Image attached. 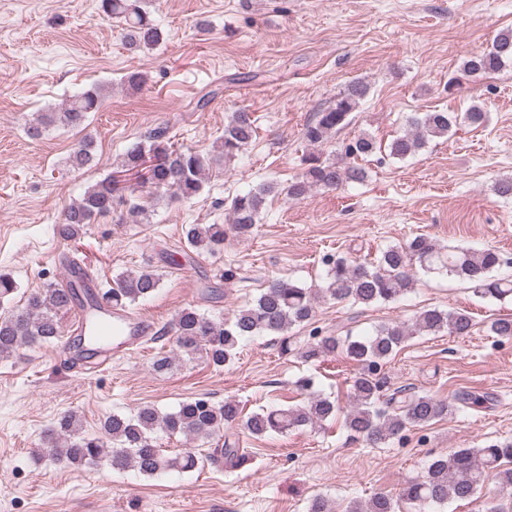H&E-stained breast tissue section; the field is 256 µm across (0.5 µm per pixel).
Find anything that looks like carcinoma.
Listing matches in <instances>:
<instances>
[{"instance_id":"1","label":"carcinoma","mask_w":512,"mask_h":512,"mask_svg":"<svg viewBox=\"0 0 512 512\" xmlns=\"http://www.w3.org/2000/svg\"><path fill=\"white\" fill-rule=\"evenodd\" d=\"M100 11L109 18H119L126 25V46L132 51L151 49L160 44L159 27L138 5V0H100ZM512 66V29L500 31L492 47L465 58L461 65L464 77L478 78ZM363 81H353L338 94L334 103L317 113L307 124L304 137L313 146L328 141L349 124L348 118L369 94ZM103 88L92 85L65 100L48 112L33 114L27 123L28 135L36 139L51 126L79 127L87 115L99 110ZM457 121L450 112H418L407 117L408 129L391 140L388 155L405 160L417 156L428 139L448 135ZM255 128L245 111L233 113L224 126V135L206 151L174 149L166 142V129L155 128L144 139L133 143L124 153L120 169L137 176L140 184L149 186L155 201L165 197L191 199L203 189L205 178L213 165L229 164L251 144ZM377 149L375 139L363 135L348 145L340 158H322L311 153L306 168L297 180L288 185L268 182L233 197L229 205V225L187 224L185 245L196 255L219 250L232 232L237 237L249 235L259 223L270 194H283L299 200L314 188L338 189L366 178L364 168L347 159L366 156ZM94 141L84 139L69 155L67 163L81 169L93 161ZM136 188L130 195L112 176L89 185L82 196L66 209L64 220L54 226V234L67 242L77 241L87 225L98 218L114 215L123 221V212L150 220V211L136 202ZM500 266L499 253L493 248L472 250L445 248L425 234L388 247L374 262L362 263L339 257L329 265L326 277L317 290L283 279H271L251 302L242 306L228 320H214L192 305L181 309L173 322L178 354L160 353L153 362L158 374L172 370L182 355L200 356L215 366L229 364L240 342L262 335H277L281 348L290 350L289 330L306 326L315 316L316 294L353 305L372 306L397 300L414 286V271H445L451 276L474 283L477 292L499 301L512 298V279L493 277ZM162 278L155 270L143 268L127 271L112 279L96 295L89 297L94 306L106 304L129 310L137 302L152 297ZM76 298L74 285H48L30 293L24 305L0 314V358L19 354L26 346L47 344L61 336V316L71 311ZM474 327L473 318L464 310L430 307L421 310L414 328L397 322H384L366 334L346 336H313L298 354L306 361H318L341 351L358 364L352 380L353 406L344 415L347 431L378 446L397 438L409 427L427 425L451 415L464 407L481 406L490 400L487 394L462 392L451 400L429 394L407 392L397 388L388 392V381L380 375L382 364L402 346L412 331L425 334L446 332L452 336H468ZM488 329L495 336L512 337V316L490 320ZM308 391L306 400L268 412L243 415L239 403L226 399L214 403L205 397L187 400L169 413L162 414L152 405H143L131 415L112 414L101 423V435H81L82 422L73 412L61 415L45 433V444L53 459L73 466L91 465L103 459L115 472L135 469L145 477L172 471L191 472L200 465V457L192 449L169 454L158 440L182 436L206 442L220 436L224 426L240 422L256 437L286 433L290 429L315 428L334 419L341 412L333 400L311 391V381L301 380ZM512 460V443H492L481 448H457L435 459L425 475L406 481L400 491L401 500L423 508L429 504L468 501L482 489L488 473L495 472L497 482L505 490L512 489V468L501 467L502 460ZM397 502L388 495L376 494L366 504L349 506L348 512H396Z\"/></svg>"}]
</instances>
